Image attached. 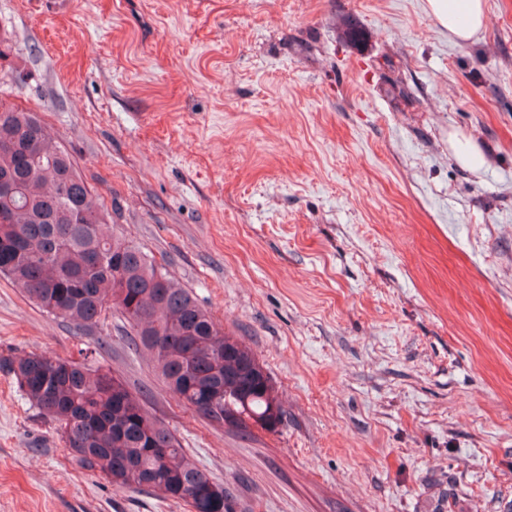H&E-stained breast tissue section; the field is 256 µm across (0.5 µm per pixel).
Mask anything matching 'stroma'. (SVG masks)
Segmentation results:
<instances>
[{"instance_id": "stroma-1", "label": "stroma", "mask_w": 512, "mask_h": 512, "mask_svg": "<svg viewBox=\"0 0 512 512\" xmlns=\"http://www.w3.org/2000/svg\"><path fill=\"white\" fill-rule=\"evenodd\" d=\"M486 6L459 44L427 0H0V100L256 353L287 418L214 429L118 311L100 352L2 276L0 355L123 377L232 512H512V0ZM0 512L192 510L83 469L0 370Z\"/></svg>"}]
</instances>
